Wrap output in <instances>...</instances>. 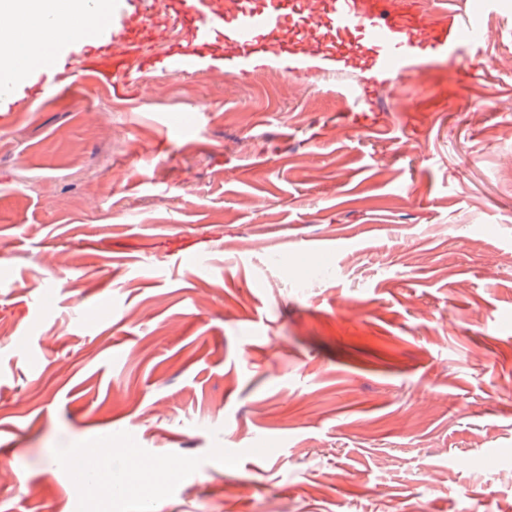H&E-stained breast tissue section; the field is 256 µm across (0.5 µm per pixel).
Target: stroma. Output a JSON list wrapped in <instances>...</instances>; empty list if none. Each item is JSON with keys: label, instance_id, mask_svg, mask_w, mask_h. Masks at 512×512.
<instances>
[{"label": "stroma", "instance_id": "obj_1", "mask_svg": "<svg viewBox=\"0 0 512 512\" xmlns=\"http://www.w3.org/2000/svg\"><path fill=\"white\" fill-rule=\"evenodd\" d=\"M371 82L56 56L0 118V512H512V0ZM375 110L337 136L338 118Z\"/></svg>", "mask_w": 512, "mask_h": 512}]
</instances>
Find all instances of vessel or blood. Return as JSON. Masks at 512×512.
Instances as JSON below:
<instances>
[{"instance_id":"vessel-or-blood-1","label":"vessel or blood","mask_w":512,"mask_h":512,"mask_svg":"<svg viewBox=\"0 0 512 512\" xmlns=\"http://www.w3.org/2000/svg\"><path fill=\"white\" fill-rule=\"evenodd\" d=\"M173 10L190 36L194 47H174L162 59L149 52L152 43L167 39L153 14L126 13L120 30H113L111 19H103V29L111 36L97 52L85 60L87 68L104 81L119 79L123 88L138 84L142 74L162 67L171 73H191L201 64V49L230 45L224 57V72L241 75L256 70L260 63L279 61L281 49L274 36L290 30L292 16L302 20L301 32L328 26L341 37L337 47L313 45L293 60L291 73L312 69L334 70L353 49L366 47L372 69L397 80L419 77L422 59L454 57L478 50L492 33L485 17L492 0H477L467 16L448 12L432 19L421 11L417 0H242L228 8L224 0H159Z\"/></svg>"}]
</instances>
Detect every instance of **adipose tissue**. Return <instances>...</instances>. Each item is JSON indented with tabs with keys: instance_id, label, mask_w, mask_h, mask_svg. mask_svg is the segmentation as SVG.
<instances>
[{
	"instance_id": "obj_1",
	"label": "adipose tissue",
	"mask_w": 512,
	"mask_h": 512,
	"mask_svg": "<svg viewBox=\"0 0 512 512\" xmlns=\"http://www.w3.org/2000/svg\"><path fill=\"white\" fill-rule=\"evenodd\" d=\"M15 24L0 32V75L16 78V62L38 61L50 52L95 39L98 15L90 0H0V14Z\"/></svg>"
}]
</instances>
